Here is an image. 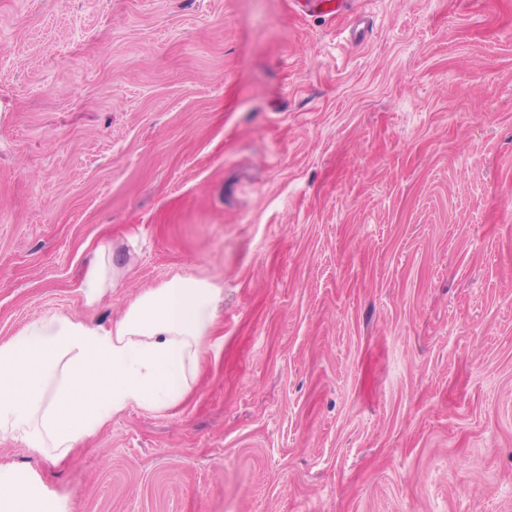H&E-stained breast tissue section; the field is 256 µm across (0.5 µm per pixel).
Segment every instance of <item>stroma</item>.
<instances>
[{
    "instance_id": "1",
    "label": "stroma",
    "mask_w": 512,
    "mask_h": 512,
    "mask_svg": "<svg viewBox=\"0 0 512 512\" xmlns=\"http://www.w3.org/2000/svg\"><path fill=\"white\" fill-rule=\"evenodd\" d=\"M341 2L0 0V344L223 290L182 404L0 442L70 512H512V0ZM112 287V265L97 260L87 271L80 285L85 302L91 305Z\"/></svg>"
}]
</instances>
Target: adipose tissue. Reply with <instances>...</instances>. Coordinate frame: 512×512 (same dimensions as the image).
<instances>
[{"label":"adipose tissue","mask_w":512,"mask_h":512,"mask_svg":"<svg viewBox=\"0 0 512 512\" xmlns=\"http://www.w3.org/2000/svg\"><path fill=\"white\" fill-rule=\"evenodd\" d=\"M222 291L175 278L144 290L110 328L62 313L0 345V441L63 458L113 415L181 404L192 391ZM0 512H60L35 486L0 470Z\"/></svg>","instance_id":"ef3b65f1"}]
</instances>
